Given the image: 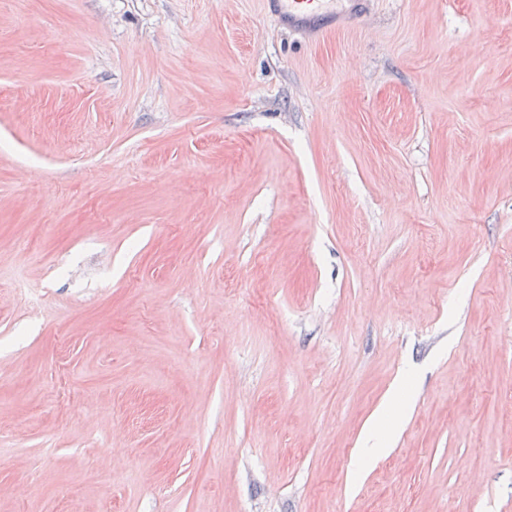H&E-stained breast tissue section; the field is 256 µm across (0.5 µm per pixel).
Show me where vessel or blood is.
Listing matches in <instances>:
<instances>
[{"label":"vessel or blood","instance_id":"1","mask_svg":"<svg viewBox=\"0 0 512 512\" xmlns=\"http://www.w3.org/2000/svg\"><path fill=\"white\" fill-rule=\"evenodd\" d=\"M367 0H264L269 14L280 22L312 33L336 30L359 16Z\"/></svg>","mask_w":512,"mask_h":512}]
</instances>
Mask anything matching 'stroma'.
Returning a JSON list of instances; mask_svg holds the SVG:
<instances>
[{
    "label": "stroma",
    "instance_id": "35a3bbf8",
    "mask_svg": "<svg viewBox=\"0 0 512 512\" xmlns=\"http://www.w3.org/2000/svg\"><path fill=\"white\" fill-rule=\"evenodd\" d=\"M0 512H512V0H0ZM367 0H264L266 10L289 27L312 33L336 30L359 16ZM401 390H398L392 395L386 402L383 409L380 411L378 416L373 420L371 425L370 435L365 442L363 448H359V455L367 458L374 459L377 456L385 452L387 448H377L379 445L378 434H380L385 428V421L388 417H391L398 413L402 408V395Z\"/></svg>",
    "mask_w": 512,
    "mask_h": 512
}]
</instances>
